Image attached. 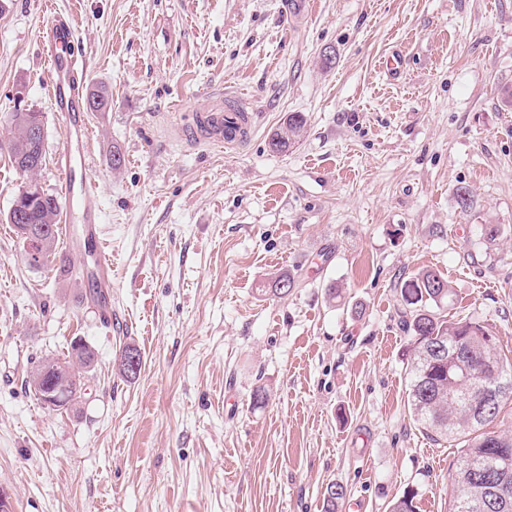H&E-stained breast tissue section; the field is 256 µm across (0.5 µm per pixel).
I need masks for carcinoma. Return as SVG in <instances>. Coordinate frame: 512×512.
<instances>
[{
	"label": "carcinoma",
	"instance_id": "obj_1",
	"mask_svg": "<svg viewBox=\"0 0 512 512\" xmlns=\"http://www.w3.org/2000/svg\"><path fill=\"white\" fill-rule=\"evenodd\" d=\"M14 130L9 140V154L19 147V138L32 122L43 123L38 112L18 110L10 115ZM307 119L301 113H292L284 123V130L275 133L269 140L270 148L278 153L288 151L304 135ZM53 203L45 210L35 207L29 216V222L44 227V252L41 263H46L56 255L59 234L60 207L55 196ZM452 296L448 282L433 272H424L407 280L400 287V297L404 306L402 311L404 329L410 336L411 354L408 359V402L414 420L434 436L448 442H462L459 460L452 471L457 478L463 467L469 468L476 480L492 484L490 471L495 464L504 462L511 469L512 480V435L500 434L490 429V425L499 417L506 398H500L490 405L483 419L475 417L473 403L479 388L466 380L448 379V357L454 346L462 347L474 356L486 354L499 368L498 376L512 389V361L498 352V345L484 346V338L491 335L489 328L482 322L471 318L448 321L444 306ZM96 361L95 350L86 342L78 339L70 344L67 359L63 366L65 373H52L46 377L45 384L53 392L61 406L72 403L82 390L83 376L74 366L83 370L91 368ZM347 494L340 483L327 484L323 498V512H338ZM448 512H483L467 490L459 489V494L449 502Z\"/></svg>",
	"mask_w": 512,
	"mask_h": 512
}]
</instances>
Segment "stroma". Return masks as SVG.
<instances>
[{"label":"stroma","instance_id":"1","mask_svg":"<svg viewBox=\"0 0 512 512\" xmlns=\"http://www.w3.org/2000/svg\"><path fill=\"white\" fill-rule=\"evenodd\" d=\"M280 2L10 0L0 14V140L11 112L42 114L33 179L46 193H61L67 139L39 29L70 21L86 85L112 95L87 115L104 301L79 236L60 232L52 262L27 263L5 215L33 179L0 154V488L13 512H322L331 482L347 489L341 512H388L407 491L416 512H448L457 495V448L408 408L397 286L439 273L449 316L512 352V110L499 106L512 0H312L296 27ZM395 50L393 79L381 61ZM222 92L253 113L232 149L186 134ZM293 112L305 135L272 151ZM281 275L296 281L282 298L269 291ZM332 283L345 302L327 299ZM76 337L97 354L86 391L47 407L26 380Z\"/></svg>","mask_w":512,"mask_h":512}]
</instances>
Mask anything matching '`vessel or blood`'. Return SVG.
<instances>
[{
    "label": "vessel or blood",
    "mask_w": 512,
    "mask_h": 512,
    "mask_svg": "<svg viewBox=\"0 0 512 512\" xmlns=\"http://www.w3.org/2000/svg\"><path fill=\"white\" fill-rule=\"evenodd\" d=\"M70 27L62 21H55L48 34L50 54L49 78L56 102L65 121L69 137L75 138L81 146H89L90 129L85 117L81 116L82 97L78 75L80 60L75 55L61 56L55 47L59 40L68 38ZM252 129V114L246 103L226 108H213L195 113L192 135L200 142L226 144L242 143ZM57 164L63 175L64 222L65 224H96L100 221V198L88 178L77 177L74 167L76 159L70 152H62Z\"/></svg>",
    "instance_id": "b4317fda"
}]
</instances>
